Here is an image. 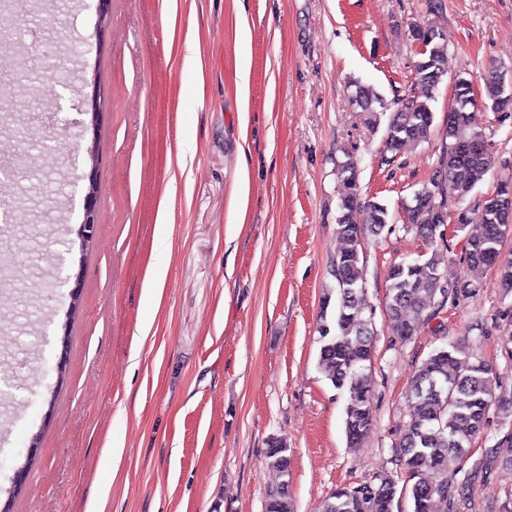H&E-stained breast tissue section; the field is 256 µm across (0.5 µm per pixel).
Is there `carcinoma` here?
Here are the masks:
<instances>
[{
  "instance_id": "cac0c4a2",
  "label": "carcinoma",
  "mask_w": 512,
  "mask_h": 512,
  "mask_svg": "<svg viewBox=\"0 0 512 512\" xmlns=\"http://www.w3.org/2000/svg\"><path fill=\"white\" fill-rule=\"evenodd\" d=\"M444 57V42L436 37L428 52L415 62L419 92L393 103L385 132L388 151L397 154L409 145L430 140L436 132L431 101L446 75ZM351 100L373 119L378 109L387 108V102L361 86ZM469 110L467 106L448 117L435 177L419 190L418 199L403 206L406 227L429 242L443 225L440 210L448 209L451 200H465L493 167L490 154L465 150L468 140L484 137L471 124ZM337 168L338 175L352 185V192L340 198L337 207L336 232L344 247L331 263L337 298L331 319L327 317L330 300L323 304L318 367L332 386L346 395L347 443L358 448L371 431L372 396L365 370L372 360L374 341L371 317L366 315L362 242L366 235H378L389 226L390 214L387 206L360 199L352 160L338 163ZM480 206L481 224L467 237L466 255L474 265L498 266L500 286L507 295L512 293V261L502 260V244L506 226H512V207L502 204L496 194L482 200ZM387 279L385 308L403 342L417 335L420 326L433 316L431 310L444 308L448 296L473 288L462 276L448 273L435 253L391 266ZM490 374L489 366L463 343L451 342L431 354L418 367L410 387L409 423L399 444L407 474L402 488L388 476L377 483L343 486L331 492L320 512H393L398 493L411 498L412 512H432L431 501L436 496L447 512L459 508L448 475L461 470L471 442L484 429L490 412H496L509 426L495 448H512V400L495 397ZM265 463L281 478L269 491L265 512H292L288 448L270 440Z\"/></svg>"
}]
</instances>
